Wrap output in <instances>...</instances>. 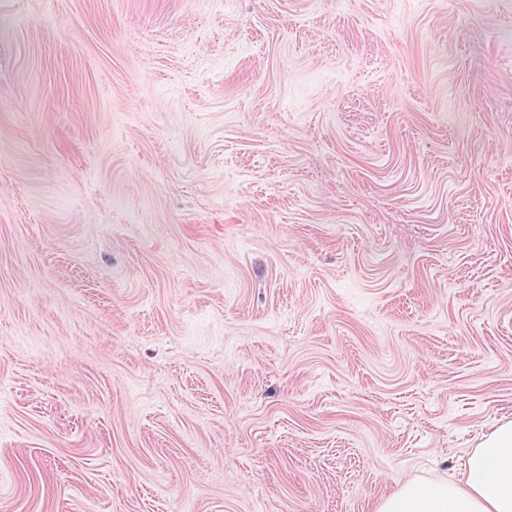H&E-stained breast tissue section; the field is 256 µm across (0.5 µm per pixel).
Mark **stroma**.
I'll list each match as a JSON object with an SVG mask.
<instances>
[{"label": "stroma", "mask_w": 512, "mask_h": 512, "mask_svg": "<svg viewBox=\"0 0 512 512\" xmlns=\"http://www.w3.org/2000/svg\"><path fill=\"white\" fill-rule=\"evenodd\" d=\"M512 419V0H0V512H375Z\"/></svg>", "instance_id": "stroma-1"}]
</instances>
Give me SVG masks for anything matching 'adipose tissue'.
Listing matches in <instances>:
<instances>
[{
    "mask_svg": "<svg viewBox=\"0 0 512 512\" xmlns=\"http://www.w3.org/2000/svg\"><path fill=\"white\" fill-rule=\"evenodd\" d=\"M375 512H512V420L499 422L445 483L407 481Z\"/></svg>",
    "mask_w": 512,
    "mask_h": 512,
    "instance_id": "ef3b65f1",
    "label": "adipose tissue"
}]
</instances>
